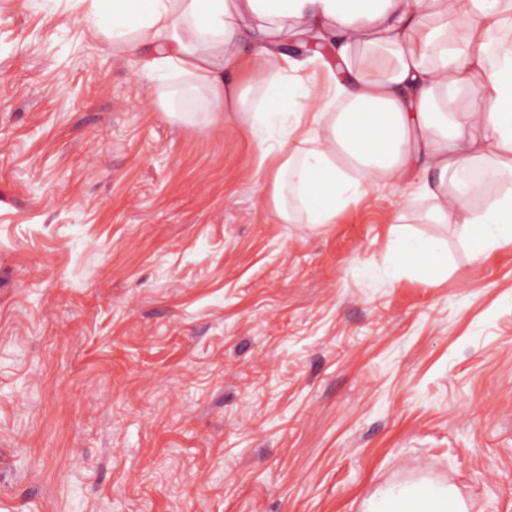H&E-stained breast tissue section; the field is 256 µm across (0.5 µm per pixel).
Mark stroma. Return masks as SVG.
I'll list each match as a JSON object with an SVG mask.
<instances>
[{
	"mask_svg": "<svg viewBox=\"0 0 512 512\" xmlns=\"http://www.w3.org/2000/svg\"><path fill=\"white\" fill-rule=\"evenodd\" d=\"M74 0H0V512H512V248L381 182L264 205L259 138L158 111ZM448 271L403 268L397 234ZM394 253L403 263L434 271L443 265L445 249L437 239L400 235L394 242ZM447 489L433 487L425 498H417L405 487H390L371 501L369 512H464Z\"/></svg>",
	"mask_w": 512,
	"mask_h": 512,
	"instance_id": "35a3bbf8",
	"label": "stroma"
}]
</instances>
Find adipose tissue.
<instances>
[{
  "label": "adipose tissue",
  "mask_w": 512,
  "mask_h": 512,
  "mask_svg": "<svg viewBox=\"0 0 512 512\" xmlns=\"http://www.w3.org/2000/svg\"><path fill=\"white\" fill-rule=\"evenodd\" d=\"M500 0H90L92 27L113 54L150 53L151 72L189 78L211 122L229 117L252 133H278L261 183L283 224H332L369 185L427 171L420 189L430 218L458 224L474 257L512 246V188L474 212L481 189L466 172L488 163L512 171V22ZM260 45L243 60L240 43ZM318 40L305 59L285 41ZM330 75L328 97L303 76L310 62ZM253 89L225 79L242 63ZM397 258L435 270L445 249L398 236ZM369 512H464L447 490L424 498L386 489Z\"/></svg>",
  "instance_id": "1"
}]
</instances>
